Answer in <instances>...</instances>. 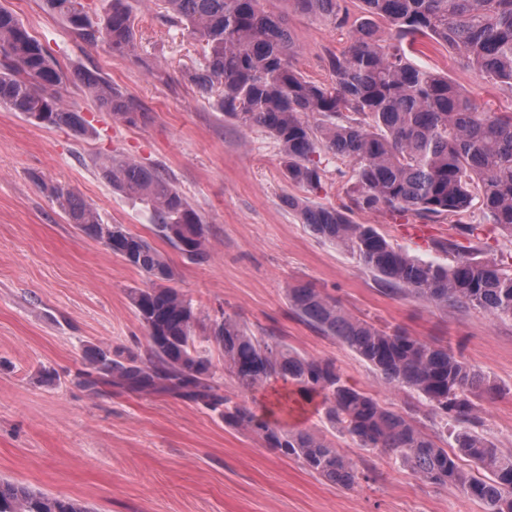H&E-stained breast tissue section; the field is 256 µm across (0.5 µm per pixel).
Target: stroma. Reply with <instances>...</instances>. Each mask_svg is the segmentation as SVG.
<instances>
[{
	"instance_id": "35a3bbf8",
	"label": "stroma",
	"mask_w": 512,
	"mask_h": 512,
	"mask_svg": "<svg viewBox=\"0 0 512 512\" xmlns=\"http://www.w3.org/2000/svg\"><path fill=\"white\" fill-rule=\"evenodd\" d=\"M129 3L133 56L80 41L44 0H0L63 69L98 72L148 114L135 126L113 122L73 82L58 93L97 128L95 137L39 127L0 107V477L87 502L93 512H484L457 489L421 482L387 453L343 438L337 445L360 472L350 488L317 478L197 405L83 385L80 374L94 351L143 353L146 330L127 291L146 278L67 223L31 176L67 184L108 223L153 238L146 219L94 168L95 156L121 153L163 169L206 224L209 253L198 263L153 239L201 317L225 312L255 334L333 361L350 383L400 412L413 409L414 399L381 388L366 363L296 317L286 288L308 284L354 315L403 326L425 341L449 340L494 387L482 402L480 432L512 455V321L462 308L442 312L388 294L355 257L314 236L284 199L343 206L349 163L324 161L321 190L289 183L276 142L225 119L185 79L201 59L199 43L164 24L154 0ZM344 5L349 24L340 29L287 0H266L269 10L286 15L298 46L293 63L306 80L331 85L329 55L342 53L353 26L365 21L361 0ZM411 60L448 76L486 110L512 113V86L486 82L447 45L422 39ZM353 219L440 262L432 240L463 239V225L481 222L482 214L472 210L456 224H425L388 210ZM224 389L261 417L328 430L319 399L304 398L283 379L248 392L228 381Z\"/></svg>"
}]
</instances>
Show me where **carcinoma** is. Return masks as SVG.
Segmentation results:
<instances>
[{
  "instance_id": "1",
  "label": "carcinoma",
  "mask_w": 512,
  "mask_h": 512,
  "mask_svg": "<svg viewBox=\"0 0 512 512\" xmlns=\"http://www.w3.org/2000/svg\"><path fill=\"white\" fill-rule=\"evenodd\" d=\"M76 38L114 52L136 51L128 0H109L93 20L79 0H44ZM162 17L200 43L202 62L185 74L201 94L220 92L212 106L239 126L259 128L277 143L285 179L321 188L323 160L352 165V187L343 208L289 197L294 212L317 238L355 256L379 277L384 290L446 311L474 309L494 320H512V266L476 258L483 224H467L468 244L435 239L432 249L448 262L426 261L393 243L373 224L349 213L389 210L436 222L462 216L478 202L482 218L512 238V113L481 108L448 77L413 64L407 52L421 37L456 50L467 66L492 83L512 85V0H362L366 13L389 21L394 42L383 45L362 24L346 51L328 58L334 82L306 80L293 65L296 45L286 19L263 0H161ZM306 13L343 24L341 0H287ZM0 105L45 128H67L77 137L92 124L65 105L57 88L76 81L100 108L126 125L148 113L99 73L65 71L8 10L0 8ZM99 176L138 206L154 235L190 262L205 259L208 238L201 215L159 168L124 154L94 159ZM70 224L100 241L143 272L149 284L128 297L147 333L142 356L99 350L83 374L87 388L109 385L134 394H168L218 414L224 423L252 432L263 447L294 458L327 482L351 487L358 471L338 448L340 436L379 449L422 482L452 486L483 504L485 512H512V455L498 452L477 431L479 401L491 390L485 376L438 340L425 341L400 326H380L346 310L307 284L290 285L292 312L337 339L375 372L381 384L416 396L433 424L453 429L456 449L439 446L407 413L382 406L357 389L329 360L305 357L270 336H257L236 317L201 318L173 282L175 268L145 238L107 224L92 203L68 185L33 176ZM218 348L224 372L243 391L280 377L321 396L331 435H316L258 417L224 393L208 346ZM467 457L486 475L466 472ZM0 512H92L81 501L35 491L0 479Z\"/></svg>"
}]
</instances>
